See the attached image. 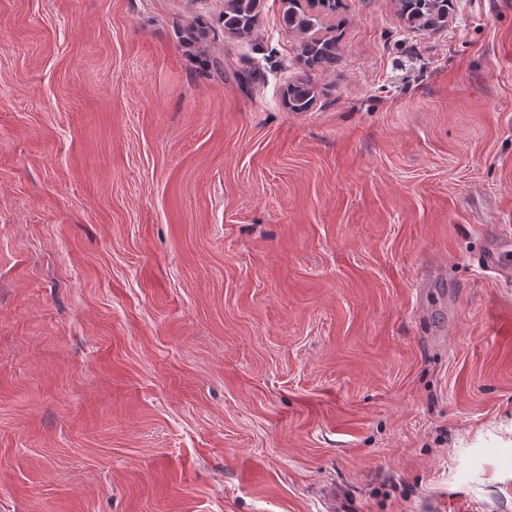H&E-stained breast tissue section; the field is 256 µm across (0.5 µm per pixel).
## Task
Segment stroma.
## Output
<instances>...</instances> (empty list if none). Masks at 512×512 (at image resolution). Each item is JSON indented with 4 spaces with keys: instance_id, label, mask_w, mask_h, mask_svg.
Instances as JSON below:
<instances>
[{
    "instance_id": "obj_1",
    "label": "stroma",
    "mask_w": 512,
    "mask_h": 512,
    "mask_svg": "<svg viewBox=\"0 0 512 512\" xmlns=\"http://www.w3.org/2000/svg\"><path fill=\"white\" fill-rule=\"evenodd\" d=\"M0 0V512H512V0ZM309 81L306 112L283 102ZM232 6L224 11V27L238 34H248L257 20L260 0H231ZM288 4L284 17L289 28L300 36L299 49L309 67L323 70L334 68L337 62L336 39H322L308 35L315 25L314 18L301 7L300 0H283ZM450 0H395L397 14L408 28L432 30L448 21ZM512 244L510 240H501L498 247L488 249L481 256V262L486 268L508 271L511 265Z\"/></svg>"
}]
</instances>
